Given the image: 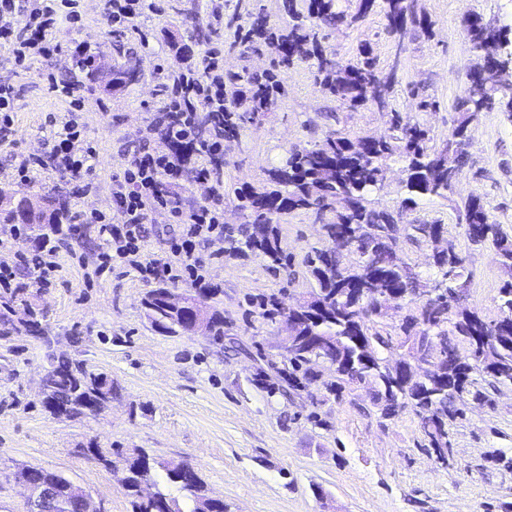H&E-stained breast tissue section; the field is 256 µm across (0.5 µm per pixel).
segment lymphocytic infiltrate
I'll list each match as a JSON object with an SVG mask.
<instances>
[{"label": "lymphocytic infiltrate", "mask_w": 512, "mask_h": 512, "mask_svg": "<svg viewBox=\"0 0 512 512\" xmlns=\"http://www.w3.org/2000/svg\"><path fill=\"white\" fill-rule=\"evenodd\" d=\"M23 11L19 0H0V45L7 46L19 66L60 52L56 32L61 22L78 23L81 19L77 0H39L27 11L28 21L16 28L13 18ZM172 110L181 114L179 120L165 125L167 140L172 150L157 153L140 148L123 178L114 179L112 198L117 205L113 219L93 212L85 216L88 224L99 225L106 237L107 249L100 256L97 273H104L112 265H128L143 277L188 275L194 283L204 284L206 263L196 256L198 243L223 235L222 206L224 196L212 190L208 202L194 208H184L178 195L165 192V180L179 176L181 160L178 148L190 146L194 133L189 122L192 111L202 109L220 112L224 109V77L220 73L217 55H209L202 67H187L180 72L168 98ZM95 149L76 116L62 121L49 151L31 154L20 160L16 175L20 181H30L33 171L50 168L67 172L82 181L83 191L93 187L91 159ZM160 206L174 214L183 230L173 241L168 252L150 261H142V243L146 233L149 206Z\"/></svg>", "instance_id": "f902f5d3"}]
</instances>
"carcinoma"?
Masks as SVG:
<instances>
[{"instance_id": "carcinoma-1", "label": "carcinoma", "mask_w": 512, "mask_h": 512, "mask_svg": "<svg viewBox=\"0 0 512 512\" xmlns=\"http://www.w3.org/2000/svg\"><path fill=\"white\" fill-rule=\"evenodd\" d=\"M296 0H288L290 21L285 27L270 25L263 10L249 11V29L264 38L274 49L272 66L262 75L244 69L227 76L224 86V114L197 112L193 120L200 138L210 136L224 126V136L234 138L245 129L244 122L272 111L285 87L278 71L299 62H313L323 92L336 102L334 112L361 109L368 104L389 105L396 85V72L380 66L368 41L360 44L355 56L342 61L335 50L323 45L319 31L324 28L352 27L378 7L388 21V34L395 45L403 44L408 27H431L429 18L416 10L415 0H356L354 11L339 9L338 0H304L306 7L296 9ZM463 33L472 45L476 61L474 76L486 69L512 62V43L505 34L491 29L479 14L465 21ZM500 86L490 85L480 99L465 94L455 104L456 126L445 143L431 145L429 130L411 122L395 109L387 112L386 129L372 136L353 137L341 129L328 130L323 139L310 147H294L285 160L267 171L259 188L247 186L237 191L238 208L247 224L224 229V254L229 257L258 252L274 269L284 266L279 249L276 224L294 211H305L324 225L329 238L349 241L347 252L312 248L304 263L316 287L314 303L291 312L298 333L323 346L299 348L288 356V368L276 372L288 380L294 390L319 377L316 367L326 356L347 370L354 361L352 379L377 389L374 405L385 417L412 407L422 416V427L431 448L448 447V426L459 415L455 407L466 394L482 396L476 390L480 380L493 388L512 387V281L500 289L501 317L486 322L476 313L451 310L447 302L424 299L422 289L439 282L447 284L449 295L468 288L470 274L465 259L453 241L432 259L433 275L423 278L401 255L400 245H428L436 230L448 231L438 220L403 221L404 214L423 198H443L451 187V176L460 175L467 155L455 149V142L467 137L472 114L498 104L512 112V70L505 69ZM401 161L407 173L397 194L400 204L392 211L370 199L383 188L389 162ZM29 204V196L15 195L0 207V223L13 224L18 213ZM466 235L474 243L491 247L495 261L512 274V236L491 220L481 199L472 196L465 204ZM66 203L45 206L33 222L25 225L31 237L45 244L69 223ZM146 317L164 333L185 330L183 315L169 311L155 292L143 300ZM408 314L397 324H387L403 309ZM470 347L464 356L458 340ZM433 355L432 377L419 386L397 385L392 370L402 364L405 355ZM54 374L46 382L50 401L43 403L50 413L69 417L88 410L87 402L95 393L112 399V379L104 373L88 370L80 362L62 360L53 366ZM31 480L43 479L56 485L59 498L53 512H80L65 493L68 477L36 467L26 468ZM155 464L140 452L127 463L124 489L131 498L132 512H184L177 498L161 490L149 502L139 499V485L155 479ZM168 483L189 499V512H224V504L208 500L204 483L193 470L166 475Z\"/></svg>"}]
</instances>
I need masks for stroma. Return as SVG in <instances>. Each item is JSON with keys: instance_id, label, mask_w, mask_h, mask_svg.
<instances>
[{"instance_id": "1", "label": "stroma", "mask_w": 512, "mask_h": 512, "mask_svg": "<svg viewBox=\"0 0 512 512\" xmlns=\"http://www.w3.org/2000/svg\"><path fill=\"white\" fill-rule=\"evenodd\" d=\"M248 0H153L154 7L123 29L106 22V0H80L78 28L62 24V44L83 43L94 62L136 69V83L105 90L74 68L67 54H53L22 68L0 48V83L12 84L17 142L0 146V192H25L67 202L71 213L112 214V182L123 176L136 145L168 150L154 123L161 85L172 84L185 61L224 53L225 72L270 68L269 46L241 44L231 17ZM433 22L414 29L396 51L381 10L355 28L328 31L325 43L340 59L356 55L369 41L381 65L398 67L399 83L390 105L426 127L434 144L446 140L456 116L453 104L467 84L475 61L462 34L464 18L482 15L512 25V0H417ZM79 83L80 112L97 148L96 191L83 195L71 175L34 173L30 183L13 177L14 157L41 151L53 119L71 112L69 99L52 92L50 79ZM287 90L272 112L247 125L224 144V222L244 224L236 191L263 182L286 149L319 140L340 126L351 135L380 133L386 118L375 106L329 118L335 104L316 81L311 62L282 70ZM420 87L436 101L421 110L412 97ZM467 162L447 198L419 201L409 219H438L466 259L471 280L466 307L491 321L501 315L499 288L505 278L489 246L466 236L465 204L478 196L503 231L512 235V114L500 108L477 113L468 127ZM281 247L291 267L274 270L258 255L223 256L224 241L200 243L207 259L208 288L190 280L143 279L132 267L93 270L105 239L95 224H81L57 240L55 282L40 286L29 268L16 270L14 283L36 311L46 332L0 329V512H22L24 490L14 475L31 466L65 474L103 512H132L121 484L127 457L146 452L166 462L188 463L210 496L226 512H512V387L486 389V398L459 402L450 428L451 454L438 462L428 448L421 419L412 408L382 418L369 388L347 387L329 395L320 380L305 390L267 393L254 378L261 357L284 363L288 333L281 320L250 311L247 301L276 295L295 304L315 285L302 264L311 248L325 247L309 214L293 212L279 225ZM180 224L165 209L148 212L143 260L161 255ZM204 300L224 315V340L212 336L156 331L142 300L160 285ZM246 353L229 347L230 340ZM70 359L109 375L111 403L100 413L58 418L41 401L40 379L51 360Z\"/></svg>"}]
</instances>
